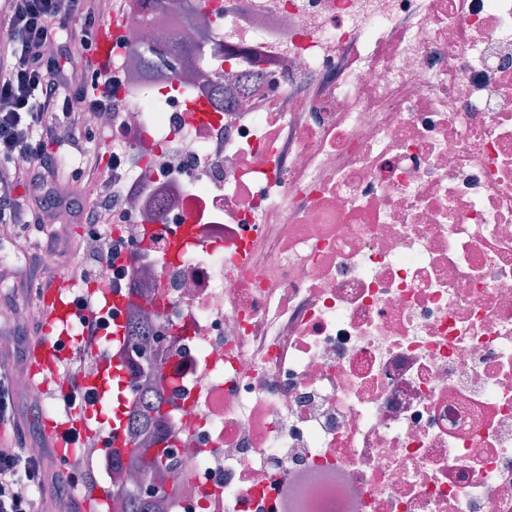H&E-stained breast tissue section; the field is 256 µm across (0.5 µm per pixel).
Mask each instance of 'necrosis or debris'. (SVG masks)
Segmentation results:
<instances>
[{
	"label": "necrosis or debris",
	"instance_id": "4bbe7bcc",
	"mask_svg": "<svg viewBox=\"0 0 512 512\" xmlns=\"http://www.w3.org/2000/svg\"><path fill=\"white\" fill-rule=\"evenodd\" d=\"M126 72L167 512H512V0H215ZM216 165L195 160L215 139Z\"/></svg>",
	"mask_w": 512,
	"mask_h": 512
}]
</instances>
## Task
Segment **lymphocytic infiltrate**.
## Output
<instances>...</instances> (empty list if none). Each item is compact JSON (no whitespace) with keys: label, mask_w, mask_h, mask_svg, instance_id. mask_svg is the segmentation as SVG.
I'll return each mask as SVG.
<instances>
[{"label":"lymphocytic infiltrate","mask_w":512,"mask_h":512,"mask_svg":"<svg viewBox=\"0 0 512 512\" xmlns=\"http://www.w3.org/2000/svg\"><path fill=\"white\" fill-rule=\"evenodd\" d=\"M127 0H101L97 10L85 9L83 0H0V226L12 244L28 259V273L0 267V282L9 284L0 305L22 306L19 338L0 363V512H82L84 503L99 499L101 491L89 460L103 457L104 432L65 430L63 439L80 454L75 460L58 456L55 441L41 439L26 445V425L19 408V376L26 349L40 330V288L51 281L76 277L98 279L100 268L111 270L109 291L122 292L134 278L127 263L130 244L108 239L100 249L86 238H60L58 205L46 192L61 183L92 187L99 197L90 207L70 199L66 208L81 223L93 224L100 211L125 220L121 203L130 192L127 174L138 162L135 154L113 148L109 155L89 151L95 135L88 124L91 112L120 120L126 99L120 93V60L104 67H82L95 49L97 27L110 14H125ZM77 159L74 167L62 158ZM34 188V200H23L20 185ZM60 249L64 260L47 266L45 253ZM81 340L68 367L98 364L112 333L115 310L100 307L93 292L76 296Z\"/></svg>","instance_id":"f902f5d3"}]
</instances>
